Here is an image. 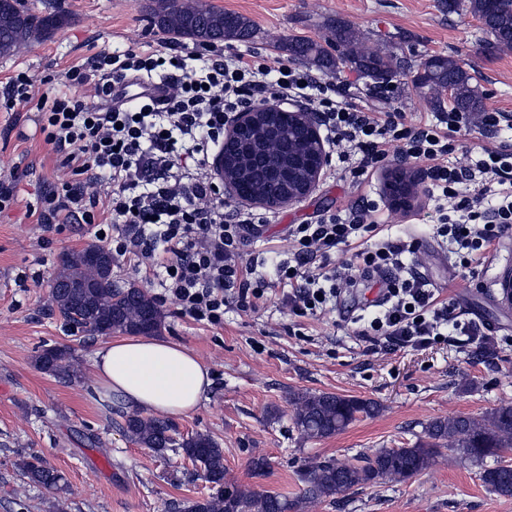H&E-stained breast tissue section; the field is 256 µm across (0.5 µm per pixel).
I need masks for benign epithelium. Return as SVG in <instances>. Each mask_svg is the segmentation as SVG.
Masks as SVG:
<instances>
[{"mask_svg": "<svg viewBox=\"0 0 512 512\" xmlns=\"http://www.w3.org/2000/svg\"><path fill=\"white\" fill-rule=\"evenodd\" d=\"M273 112L282 113L292 119L299 128L304 130V137L312 144L316 154V162L307 175L305 184L296 190L288 191V197L273 201L242 195L237 188L236 181L230 175H224V187L229 189L236 198L271 208L298 202L308 195L319 181L328 161V154L318 126L310 113L304 112L299 108L287 109L280 105H275L262 106L250 112H242L237 120L225 131L224 144L227 145L238 138L242 131L254 126L259 120L268 119ZM386 191L392 206L399 210L409 209L414 199L419 195L418 182L415 177L400 168H392L388 171Z\"/></svg>", "mask_w": 512, "mask_h": 512, "instance_id": "benign-epithelium-1", "label": "benign epithelium"}]
</instances>
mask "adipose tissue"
I'll return each instance as SVG.
<instances>
[{
	"label": "adipose tissue",
	"mask_w": 512,
	"mask_h": 512,
	"mask_svg": "<svg viewBox=\"0 0 512 512\" xmlns=\"http://www.w3.org/2000/svg\"><path fill=\"white\" fill-rule=\"evenodd\" d=\"M101 400L167 416L195 411L213 380L190 349L156 337H114L91 362Z\"/></svg>",
	"instance_id": "ef3b65f1"
}]
</instances>
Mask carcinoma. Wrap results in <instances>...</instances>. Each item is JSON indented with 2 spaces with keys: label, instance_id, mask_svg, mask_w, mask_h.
<instances>
[{
  "label": "carcinoma",
  "instance_id": "obj_1",
  "mask_svg": "<svg viewBox=\"0 0 512 512\" xmlns=\"http://www.w3.org/2000/svg\"><path fill=\"white\" fill-rule=\"evenodd\" d=\"M448 12L467 10L483 20L485 51L512 50V0H443ZM151 25L172 40L194 43L245 41L253 38L250 22L221 9L207 7L199 0H151ZM64 17L57 13H36L25 0H0V56H10L39 37L49 35ZM295 57L320 69L337 71L353 64L375 81L387 84L401 68L402 56L387 48L374 52L365 37L352 25L341 22L332 29L330 47L317 40L297 38L288 44ZM416 87L428 90L436 108L444 100L439 88L445 83L457 89L453 109L477 117L484 111L485 97L472 74L457 60L431 55L414 76ZM276 132L265 124L254 127L245 142L235 148L230 170L250 193L278 200L288 193V182L304 176V166L284 145L299 133L286 121H272ZM51 312H57L70 326H82L92 335L113 332L150 335L165 327V316L154 298L141 288H116L112 284V252L92 245L66 253L50 285ZM38 367L61 379L77 375L71 349H46L36 359ZM291 420L304 438L321 440L343 432L359 417H372L380 406L373 400L334 393L297 391L290 395ZM116 421L125 436L142 448L163 454L174 451L200 466L205 481L215 492L202 499H186L173 506L174 512H306L321 501L383 483H404L434 466L450 448L474 462L487 458L496 463L483 471V480L495 494L512 497V465L498 458L512 451V405H502L477 416L437 417L424 426L425 438L403 448H380L361 454L348 463L332 459L305 465L297 472L300 494L290 498L275 492H260L225 481L224 448L210 435L194 433L176 437L168 420L138 413L117 412ZM20 477L29 485L58 497L68 490L64 475L39 456L15 463Z\"/></svg>",
  "mask_w": 512,
  "mask_h": 512
}]
</instances>
